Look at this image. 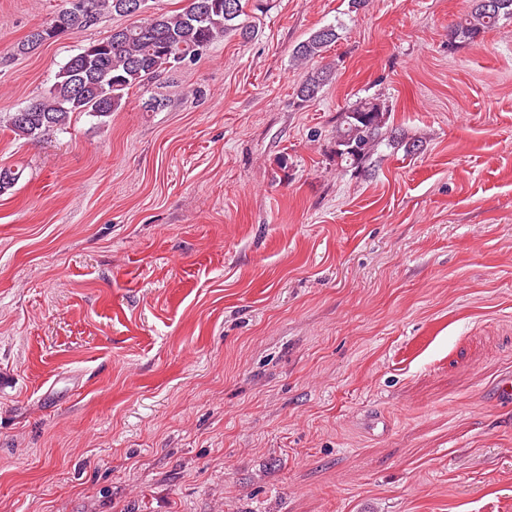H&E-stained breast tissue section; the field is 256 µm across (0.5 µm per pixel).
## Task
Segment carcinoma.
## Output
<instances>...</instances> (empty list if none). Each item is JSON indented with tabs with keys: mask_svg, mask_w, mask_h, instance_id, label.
<instances>
[{
	"mask_svg": "<svg viewBox=\"0 0 512 512\" xmlns=\"http://www.w3.org/2000/svg\"><path fill=\"white\" fill-rule=\"evenodd\" d=\"M130 0H68L46 26L47 40L81 32L104 13L134 18L112 30L109 36L91 41L61 67L56 81L42 99L9 115V128L20 138H39L67 129L72 117L87 114L106 118L119 110L130 90L162 73L192 63L229 31L251 35L243 19L249 0H188L175 11L151 12L148 0L139 10ZM512 17V0H474L472 11L451 31V39L474 42L494 29L500 19ZM338 39L336 26L327 25L299 43L294 59L308 63L322 57ZM330 66L309 70L299 84L297 97L315 98L329 80ZM388 112L376 101L364 100L343 113L336 129V156L360 167L370 157Z\"/></svg>",
	"mask_w": 512,
	"mask_h": 512,
	"instance_id": "carcinoma-1",
	"label": "carcinoma"
}]
</instances>
